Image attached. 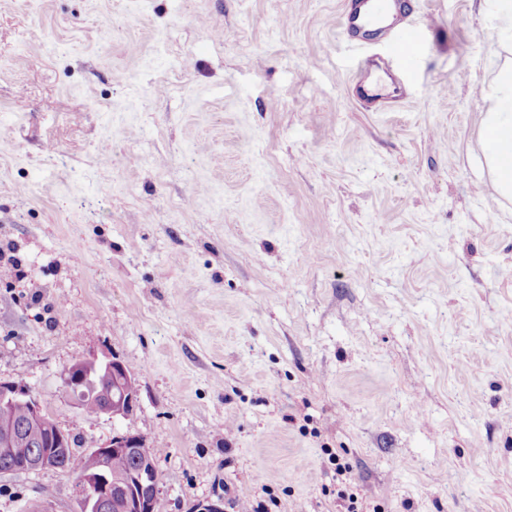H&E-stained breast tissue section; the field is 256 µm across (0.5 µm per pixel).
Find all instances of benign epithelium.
<instances>
[{"mask_svg": "<svg viewBox=\"0 0 512 512\" xmlns=\"http://www.w3.org/2000/svg\"><path fill=\"white\" fill-rule=\"evenodd\" d=\"M97 378L109 383L101 392V416L114 421L126 420L133 413L136 397L126 392L133 382L124 364L117 359L100 361L97 357L79 359L63 371L65 392L74 397L78 386ZM28 407L26 421L15 424L12 408ZM65 432L55 420L45 414L39 400L17 381L0 380V455L8 456L20 444L33 452L14 465L8 473L31 474L56 467L57 458L66 451ZM124 452L135 457L137 469L126 477H107L112 454ZM97 468L75 481L80 512H112L120 506L129 512H154L158 492V471L152 454L139 435L117 433L105 443L92 449Z\"/></svg>", "mask_w": 512, "mask_h": 512, "instance_id": "benign-epithelium-1", "label": "benign epithelium"}]
</instances>
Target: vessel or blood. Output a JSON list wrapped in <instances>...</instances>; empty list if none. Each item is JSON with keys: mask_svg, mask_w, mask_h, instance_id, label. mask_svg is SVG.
Returning <instances> with one entry per match:
<instances>
[{"mask_svg": "<svg viewBox=\"0 0 512 512\" xmlns=\"http://www.w3.org/2000/svg\"><path fill=\"white\" fill-rule=\"evenodd\" d=\"M407 0H344L338 27L344 39L365 43L378 35L392 43L404 59H412L414 40L406 12ZM374 61L363 63L354 75L350 87L354 100L367 110H384L391 107L390 98L379 93L370 82Z\"/></svg>", "mask_w": 512, "mask_h": 512, "instance_id": "1", "label": "vessel or blood"}]
</instances>
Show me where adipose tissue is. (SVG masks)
Listing matches in <instances>:
<instances>
[{
  "label": "adipose tissue",
  "instance_id": "obj_1",
  "mask_svg": "<svg viewBox=\"0 0 512 512\" xmlns=\"http://www.w3.org/2000/svg\"><path fill=\"white\" fill-rule=\"evenodd\" d=\"M483 169L499 200L512 201V57H505L482 114Z\"/></svg>",
  "mask_w": 512,
  "mask_h": 512
}]
</instances>
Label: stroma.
<instances>
[{"instance_id":"1","label":"stroma","mask_w":512,"mask_h":512,"mask_svg":"<svg viewBox=\"0 0 512 512\" xmlns=\"http://www.w3.org/2000/svg\"><path fill=\"white\" fill-rule=\"evenodd\" d=\"M344 0H0V379L78 450L142 436L162 512H512V204L478 169L490 0H413L387 112ZM467 53H459L461 44ZM135 373L112 422L89 356ZM79 512L73 474L0 512ZM376 66L377 63L374 61H365L350 83L354 100L366 110H384L394 104L390 97L379 93L369 80ZM124 365L117 359L100 361L95 356L79 359L63 371L65 392L70 398H74V393L76 392V397L82 403V411L88 414L96 415L101 410L98 414L112 418L113 422L126 420L133 413L139 385L138 382L130 385L137 378ZM92 377L109 383L108 388H105L100 393L103 408L97 395L101 385L95 380L87 382ZM127 384H129L127 386L129 394L137 393L135 396L127 395L125 389ZM80 385L82 386L78 390ZM332 461L336 462V492L338 498L343 502L342 506L346 512H359L358 496L352 486L351 473L352 469L347 462L336 453V458Z\"/></svg>"}]
</instances>
